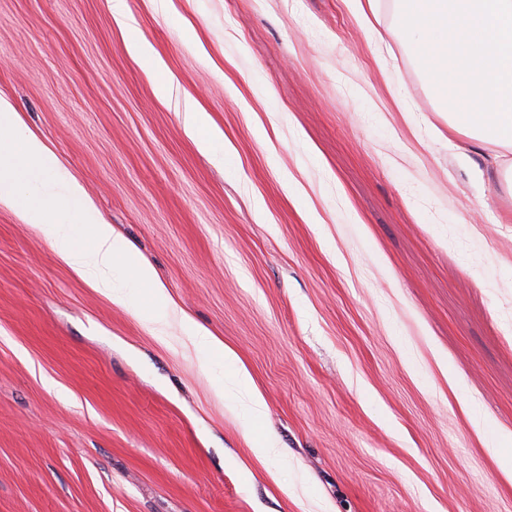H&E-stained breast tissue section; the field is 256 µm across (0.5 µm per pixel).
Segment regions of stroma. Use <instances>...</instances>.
<instances>
[{"mask_svg":"<svg viewBox=\"0 0 512 512\" xmlns=\"http://www.w3.org/2000/svg\"><path fill=\"white\" fill-rule=\"evenodd\" d=\"M402 0H0V97L178 310L216 390L0 204V512H512V196L448 113ZM164 71L224 138L155 93ZM181 326L186 335L191 336L198 346L209 351L217 349L216 339L206 329L184 315L181 317ZM265 409V401L259 393L249 396L250 421L245 428V433L250 441L251 448L260 460L275 458L280 455L274 439L259 428Z\"/></svg>","mask_w":512,"mask_h":512,"instance_id":"obj_1","label":"stroma"}]
</instances>
